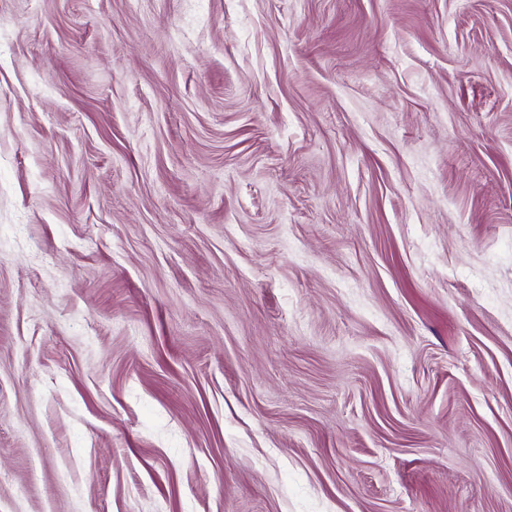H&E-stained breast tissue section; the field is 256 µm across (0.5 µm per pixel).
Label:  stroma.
<instances>
[{
	"label": "stroma",
	"instance_id": "obj_1",
	"mask_svg": "<svg viewBox=\"0 0 512 512\" xmlns=\"http://www.w3.org/2000/svg\"><path fill=\"white\" fill-rule=\"evenodd\" d=\"M0 512H512V0H0Z\"/></svg>",
	"mask_w": 512,
	"mask_h": 512
}]
</instances>
